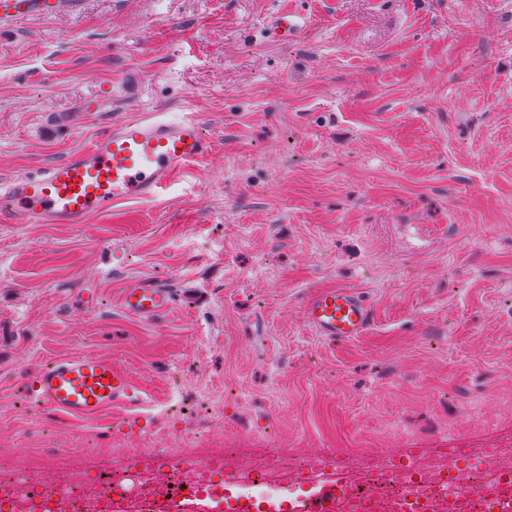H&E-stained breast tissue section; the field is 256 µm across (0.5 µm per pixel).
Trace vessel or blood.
<instances>
[{"label":"vessel or blood","mask_w":512,"mask_h":512,"mask_svg":"<svg viewBox=\"0 0 512 512\" xmlns=\"http://www.w3.org/2000/svg\"><path fill=\"white\" fill-rule=\"evenodd\" d=\"M65 7L63 0H0V22L49 18ZM271 28L283 42L303 28L288 14L277 16ZM211 143L192 113L175 116L150 112L113 118L89 146L36 172L0 175V223L83 224L92 216L111 212L125 202L158 199L177 173L207 162ZM172 294L149 278L137 281L121 298L123 311L134 318L154 319L167 311ZM307 324L321 338L336 342L363 335L371 324V309L357 292L323 288L303 306ZM30 397L67 421L99 416L113 405L137 407L136 387L128 372L111 358L75 355L52 362L28 382ZM447 471L449 498L433 501L424 512H468L462 490L460 462H488V448H441ZM200 481L188 483L176 502L149 507L124 502L123 512H251L250 505L226 496L224 472L192 461ZM310 492L266 506L265 512H347L354 480L320 467L307 478ZM489 512H512V474L493 473L484 487Z\"/></svg>","instance_id":"obj_1"}]
</instances>
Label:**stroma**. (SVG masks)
Returning <instances> with one entry per match:
<instances>
[{"label": "stroma", "mask_w": 512, "mask_h": 512, "mask_svg": "<svg viewBox=\"0 0 512 512\" xmlns=\"http://www.w3.org/2000/svg\"><path fill=\"white\" fill-rule=\"evenodd\" d=\"M283 13L309 20L288 43ZM155 111L194 113L212 159L84 224L0 223V448L53 483L217 424L256 461L512 444V0H84L0 24V172ZM143 278L172 290L154 321L120 307ZM336 287L372 323L331 344L302 309ZM76 354L123 366L140 416L36 406L27 379Z\"/></svg>", "instance_id": "stroma-1"}]
</instances>
